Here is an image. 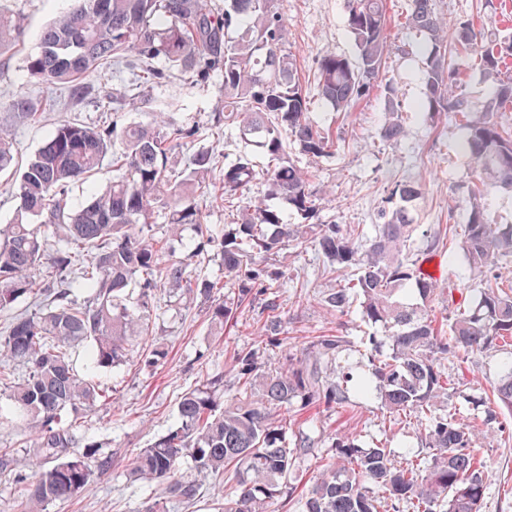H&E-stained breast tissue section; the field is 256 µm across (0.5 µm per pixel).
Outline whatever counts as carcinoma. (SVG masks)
<instances>
[{
    "label": "carcinoma",
    "instance_id": "carcinoma-1",
    "mask_svg": "<svg viewBox=\"0 0 512 512\" xmlns=\"http://www.w3.org/2000/svg\"><path fill=\"white\" fill-rule=\"evenodd\" d=\"M96 0H76L70 11L46 27L39 51L27 57L28 73L47 83L66 84L78 102L89 92L83 77L120 59H131L145 85L168 69L206 82L224 73V111L213 127L233 125L247 148L217 169L212 154L197 151L183 169L173 152L199 136L195 125L157 115L148 125L91 126L62 120L35 155L20 169L17 217L0 225V310L21 297L34 308L14 318L0 336V386L8 390L14 416L24 422L36 448V480L23 488L19 512H46L91 486L97 473L112 466V457L97 442L79 443L74 429L61 426L69 407L93 408L102 389L96 370L112 367L127 356L130 336L148 334L139 315L128 309L129 290L140 289L141 301L168 283L191 296L208 292L213 283L197 281L188 264L160 263L164 245L151 228L156 210H166L168 232L196 228L198 249L216 247L224 265V288H238L241 300L284 285L274 257L290 240L318 243L336 268L348 271L344 284L325 299L342 316L353 300L362 315L384 328L385 341L369 339L368 373L353 377L340 370L341 380L323 381L307 359L282 356L278 366L262 370L250 350L237 357L235 402L217 411L222 379L209 380L186 392L178 418L167 432L143 449L131 474L162 486V499L147 512H168L164 501L184 503L200 495L201 484L175 479L182 460H191L202 478L227 477L233 491L215 488L216 512H271L274 501L288 496V474L300 450L315 444V426L288 435V413L300 407L335 409L349 400L346 383L358 396L376 399L394 416H414L423 434L421 447L396 460L378 442L363 448L345 436L331 445L330 463L300 497L302 512H390L405 502L412 512H480L485 495L483 461L474 454L478 431L434 407L449 396L444 356L456 352L497 350L512 338V286L500 287L499 262L512 256V226L492 222L482 202L484 184L512 191V133L501 113L512 110V34L499 27L459 23L453 32L455 57L448 52V27L434 0H411L405 25L426 37L422 81L428 118L452 112L462 118L464 149L479 182L471 189L458 246L470 276L479 280L475 304L457 308L438 321L427 306L439 296L438 284L415 271L418 259L413 238L421 230L415 214L422 185H395L394 206L382 209L374 234L365 240L358 229L319 222L324 186L313 181L288 152L319 157L338 147L339 137L310 116L308 96L297 67L284 50L288 28L278 0H224L218 10L208 0H106V16L94 10ZM386 0H346L345 24L357 49V60L325 54L314 70L316 95L334 111L347 113L385 84V63L391 52ZM23 42V29L0 12V53ZM478 68L491 79L485 101L471 103L459 92L461 65ZM382 140L397 142L407 129L390 101H385ZM120 140L112 156L115 177L104 190L73 210L69 186L90 178ZM15 167L13 140L0 132V173ZM219 171L221 197L227 206L243 202L259 182L263 197L240 209L224 232L204 223L196 197ZM288 206L297 223L286 224L280 208ZM54 228L63 246L49 252L44 227ZM85 294L78 299L76 291ZM235 297L223 295L211 319L222 324L233 316ZM347 340L340 335L318 337L307 355L339 365ZM88 347L79 369L74 348ZM21 363L27 376L13 378L9 364ZM494 402L512 410V351L499 362Z\"/></svg>",
    "mask_w": 512,
    "mask_h": 512
}]
</instances>
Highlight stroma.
Wrapping results in <instances>:
<instances>
[{"instance_id": "1", "label": "stroma", "mask_w": 512, "mask_h": 512, "mask_svg": "<svg viewBox=\"0 0 512 512\" xmlns=\"http://www.w3.org/2000/svg\"><path fill=\"white\" fill-rule=\"evenodd\" d=\"M279 4L289 30L285 50L295 59L302 81L312 80L319 55L336 53L356 59L354 41L345 26L344 0H279ZM70 6L71 0H0V11L13 15L24 29L23 44L0 54V130L12 133L19 162H26L63 119L95 125L114 120L147 124L154 115L161 114L179 123L197 124L202 134L180 149L176 160L181 164L201 150L211 151L220 161L233 158L241 150L236 128H225L218 138L209 131L215 113L224 109L221 74H213L204 83L177 72L169 74L148 88L147 105L139 112L112 105L113 98L130 95L136 84L133 69L124 63L86 76L90 93L79 102L72 101L68 92L30 78L26 61L38 50L43 27ZM408 7L409 0H387L391 17L388 34L393 46L387 77L395 91L393 104L408 130L407 138L397 143L382 140V96H371L346 116L315 99L310 107L312 118L339 134L341 141L336 151L319 158L303 155L299 161L314 181L329 189L320 207V220L356 225L368 236L396 184H422L418 221L439 234L441 240L433 251L427 249L424 237H417L416 245L421 258L440 262L443 278L438 286L442 295L431 309L435 316L442 317L474 299L464 259L443 230L448 223H461L477 177L459 151L462 130L458 118L444 113L432 121L421 110L425 99L424 38L403 27ZM438 8L451 26L477 18L512 21V0H438ZM21 104L30 109L29 120H20L17 107ZM198 242L194 227L186 226L162 258L189 260L192 276L209 281L222 279L220 256L209 249L197 252ZM277 265L288 285L277 294L282 323L272 331L264 325L261 301L244 304L233 321L219 328L210 319L211 298L200 295L186 300L182 289L173 285L155 290L139 310L152 336L130 338L126 361L96 374L100 386L111 391V402L63 414L64 422L73 425L80 439L102 443L104 453L112 457V467L95 476L87 491L49 504L47 512H144L160 490L156 483L130 478L136 454L171 427L178 402L190 387L219 376L225 397H232L239 354L258 351V361L267 370L286 352H301L315 337L339 330L351 345L350 366H367L366 356L359 352L360 339L374 333L375 328L364 321L359 305H352L340 318L327 312L323 300L336 288L339 278L313 242L289 243L280 252ZM156 340L162 342L166 356L148 369L142 360ZM499 359L496 352H460L443 360V370L455 383L448 405L464 423L482 426L485 398L499 379ZM310 415L322 427V441L301 459L292 478V486L300 490L310 487L320 476L331 455L329 445L334 436L345 435L365 446L384 442L398 457L417 446L419 426L394 418L376 400L355 397L349 406L330 411L314 409ZM497 416L501 432L478 450L486 463L481 512H512V412L501 408ZM0 448L13 449L19 472L35 478L28 433L7 415L0 417Z\"/></svg>"}]
</instances>
